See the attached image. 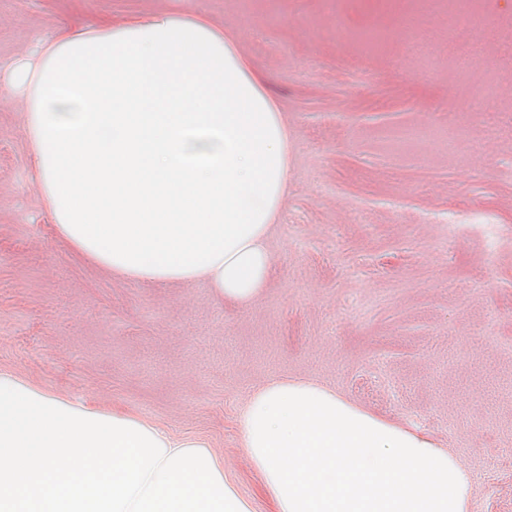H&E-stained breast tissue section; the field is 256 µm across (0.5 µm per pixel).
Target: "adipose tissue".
Instances as JSON below:
<instances>
[{
	"mask_svg": "<svg viewBox=\"0 0 512 512\" xmlns=\"http://www.w3.org/2000/svg\"><path fill=\"white\" fill-rule=\"evenodd\" d=\"M24 136L59 240L114 276L266 287L288 126L206 16L62 28L16 63ZM277 512H468L472 476L427 437L310 379L273 376L238 418ZM0 512H253L199 439L0 372Z\"/></svg>",
	"mask_w": 512,
	"mask_h": 512,
	"instance_id": "1",
	"label": "adipose tissue"
}]
</instances>
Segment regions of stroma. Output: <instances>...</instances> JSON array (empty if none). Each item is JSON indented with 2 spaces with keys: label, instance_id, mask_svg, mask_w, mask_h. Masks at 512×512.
Masks as SVG:
<instances>
[{
  "label": "stroma",
  "instance_id": "stroma-1",
  "mask_svg": "<svg viewBox=\"0 0 512 512\" xmlns=\"http://www.w3.org/2000/svg\"><path fill=\"white\" fill-rule=\"evenodd\" d=\"M205 14L265 76L289 131L270 280L247 307L203 282L144 285L59 241L44 210L13 61L62 26ZM383 0H0V371L201 438L254 512H277L237 417L269 376L313 379L454 452L469 512H512V247L449 222L512 228V112L467 98L448 40L412 60ZM388 25L393 41L365 45ZM478 126L451 159L395 132Z\"/></svg>",
  "mask_w": 512,
  "mask_h": 512
}]
</instances>
